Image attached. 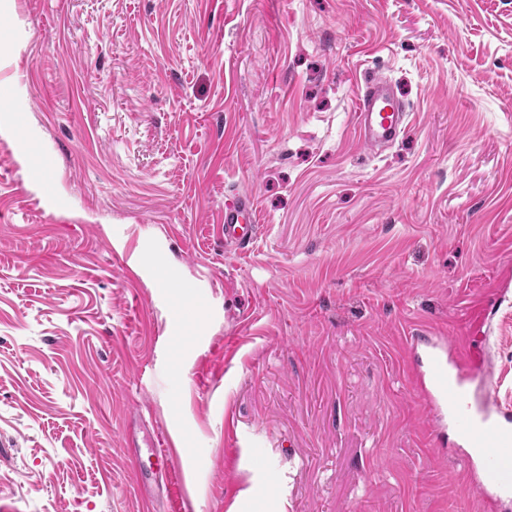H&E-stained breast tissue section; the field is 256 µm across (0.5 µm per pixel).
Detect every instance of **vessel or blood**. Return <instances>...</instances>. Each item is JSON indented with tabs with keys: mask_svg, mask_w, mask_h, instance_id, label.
<instances>
[{
	"mask_svg": "<svg viewBox=\"0 0 512 512\" xmlns=\"http://www.w3.org/2000/svg\"><path fill=\"white\" fill-rule=\"evenodd\" d=\"M406 112L392 85L368 80L357 102V117L364 144L380 148L394 143L405 129ZM259 232L257 212L250 199L224 212V244L241 249ZM410 368L419 379L418 393L438 418L451 425L470 453L466 476L479 488L492 492L494 501L512 498V409L500 406L494 391L481 401L471 397L470 384L483 368L480 352L472 350L456 359L448 357L445 338L415 337Z\"/></svg>",
	"mask_w": 512,
	"mask_h": 512,
	"instance_id": "obj_1",
	"label": "vessel or blood"
}]
</instances>
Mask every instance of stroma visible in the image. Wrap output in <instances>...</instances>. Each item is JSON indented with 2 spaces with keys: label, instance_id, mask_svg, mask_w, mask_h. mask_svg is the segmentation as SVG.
Returning a JSON list of instances; mask_svg holds the SVG:
<instances>
[{
  "label": "stroma",
  "instance_id": "1",
  "mask_svg": "<svg viewBox=\"0 0 512 512\" xmlns=\"http://www.w3.org/2000/svg\"><path fill=\"white\" fill-rule=\"evenodd\" d=\"M375 76L407 109L384 150L357 122ZM242 197L260 232L233 252ZM490 297L512 405V0H0L14 512H229L251 486L254 512H490L407 342L466 351ZM157 448L171 473L139 482ZM259 232L254 203L243 198L240 203L224 210V245L229 249L245 248Z\"/></svg>",
  "mask_w": 512,
  "mask_h": 512
}]
</instances>
